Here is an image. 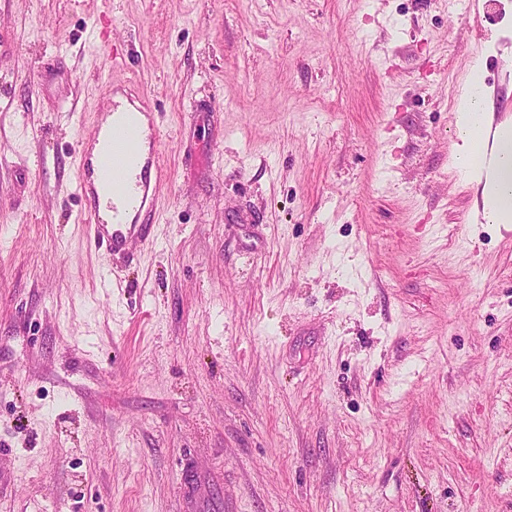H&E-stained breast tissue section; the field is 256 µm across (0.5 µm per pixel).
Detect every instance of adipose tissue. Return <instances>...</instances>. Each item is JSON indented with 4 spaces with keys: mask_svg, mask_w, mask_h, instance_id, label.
<instances>
[{
    "mask_svg": "<svg viewBox=\"0 0 512 512\" xmlns=\"http://www.w3.org/2000/svg\"><path fill=\"white\" fill-rule=\"evenodd\" d=\"M487 100L482 82L469 78L458 99L452 159L481 197L475 221L512 224V124L494 123Z\"/></svg>",
    "mask_w": 512,
    "mask_h": 512,
    "instance_id": "adipose-tissue-1",
    "label": "adipose tissue"
}]
</instances>
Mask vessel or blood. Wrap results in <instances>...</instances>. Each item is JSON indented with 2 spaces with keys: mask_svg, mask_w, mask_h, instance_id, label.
<instances>
[{
  "mask_svg": "<svg viewBox=\"0 0 512 512\" xmlns=\"http://www.w3.org/2000/svg\"><path fill=\"white\" fill-rule=\"evenodd\" d=\"M129 109L117 118L98 113L99 152L79 149L75 166L79 196L93 228L95 248L126 255L132 240L149 241L164 179L161 135L150 102L127 95Z\"/></svg>",
  "mask_w": 512,
  "mask_h": 512,
  "instance_id": "b4317fda",
  "label": "vessel or blood"
}]
</instances>
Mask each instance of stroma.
<instances>
[{
  "mask_svg": "<svg viewBox=\"0 0 512 512\" xmlns=\"http://www.w3.org/2000/svg\"><path fill=\"white\" fill-rule=\"evenodd\" d=\"M0 512H512V228L451 162L512 0H0ZM59 66H51L53 57ZM167 177L72 176L107 84ZM110 111L96 116L97 132L103 145L94 154L81 143L75 166L79 196L84 202L87 223L93 227L90 237L96 249L109 256L128 253L133 239L149 241L157 209V188L164 180L161 165V135L150 102L138 94L122 95L136 112H120L107 123L122 105L113 95L118 91L107 84ZM146 125L148 149L139 148L141 128ZM110 189L112 197L103 204L99 187ZM109 213H107V212Z\"/></svg>",
  "mask_w": 512,
  "mask_h": 512,
  "instance_id": "obj_1",
  "label": "stroma"
}]
</instances>
